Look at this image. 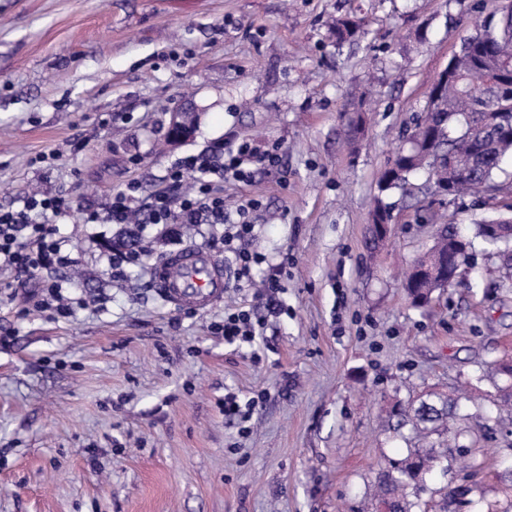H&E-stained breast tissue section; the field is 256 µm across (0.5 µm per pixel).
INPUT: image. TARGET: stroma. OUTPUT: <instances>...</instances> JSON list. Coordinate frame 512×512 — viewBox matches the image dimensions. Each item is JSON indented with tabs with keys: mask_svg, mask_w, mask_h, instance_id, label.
<instances>
[{
	"mask_svg": "<svg viewBox=\"0 0 512 512\" xmlns=\"http://www.w3.org/2000/svg\"><path fill=\"white\" fill-rule=\"evenodd\" d=\"M500 0H0V206L31 190L75 198L59 222L73 266L49 271L74 299L43 311L0 270V512H371L380 464L401 458L398 404L436 389L457 399L467 433L429 489L489 488L465 512H512V407L490 379L512 361V282L474 239L458 283L430 306L402 282L433 242L423 210L462 234L506 197L443 198L426 173L379 193L378 172L423 111L437 75ZM338 17L366 34L336 44ZM193 131L168 136L173 113ZM236 132L278 148L277 170L224 186L259 199L254 248L287 260V315L253 345L210 326L256 304L235 278L224 227L179 243L151 226L144 263L114 276L105 257L127 227L87 211L164 185L178 158ZM393 220L371 249L376 204ZM224 268L222 302L172 310L153 269L186 247ZM256 399L225 418L226 393Z\"/></svg>",
	"mask_w": 512,
	"mask_h": 512,
	"instance_id": "1",
	"label": "stroma"
}]
</instances>
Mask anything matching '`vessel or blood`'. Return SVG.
Instances as JSON below:
<instances>
[{
	"mask_svg": "<svg viewBox=\"0 0 512 512\" xmlns=\"http://www.w3.org/2000/svg\"><path fill=\"white\" fill-rule=\"evenodd\" d=\"M153 279L160 298L176 309L202 310L220 301L224 269L202 249L188 247L160 262Z\"/></svg>",
	"mask_w": 512,
	"mask_h": 512,
	"instance_id": "1",
	"label": "vessel or blood"
}]
</instances>
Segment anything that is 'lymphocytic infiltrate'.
<instances>
[{"instance_id":"1","label":"lymphocytic infiltrate","mask_w":512,"mask_h":512,"mask_svg":"<svg viewBox=\"0 0 512 512\" xmlns=\"http://www.w3.org/2000/svg\"><path fill=\"white\" fill-rule=\"evenodd\" d=\"M280 159L277 151H258L249 139L231 131L208 151L177 159L167 172L165 189L148 203H140V185L131 181L100 208L87 212L85 221L127 224L134 220L143 227L150 224L223 225L224 248L234 257L236 277L248 280L254 268L264 262L260 253L248 247L255 236L250 214L259 202L244 198L235 209H226L222 188L228 182L250 181L256 170L277 167ZM72 207L66 197L33 192L25 197L22 209L0 208V269L14 272L19 282L36 281L37 307H52L62 317L71 313L69 304L61 300L62 285L42 279L41 273L49 268L68 266L72 259L63 250L56 226L36 223L33 217L48 213L61 216ZM284 270V264H277L261 280L258 291L261 309L228 311L223 321L215 324V331L223 335L225 343H254L270 319L287 313L288 308L280 297Z\"/></svg>"}]
</instances>
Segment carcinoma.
<instances>
[{
    "label": "carcinoma",
    "instance_id": "1",
    "mask_svg": "<svg viewBox=\"0 0 512 512\" xmlns=\"http://www.w3.org/2000/svg\"><path fill=\"white\" fill-rule=\"evenodd\" d=\"M361 23L352 18H338L331 28L336 43L352 42L361 37ZM454 75L441 87V101L436 107L424 108L413 128L406 132L407 142L400 144L393 158L380 172L377 180L379 191L401 188L408 183V175L425 169L433 184L448 182V164H437L432 152L448 153L456 165L463 169L453 185V194L467 192L486 193L500 185L499 174L504 159L512 155V133L487 135L481 142L480 157H475L473 136L485 111L482 100L483 86L494 71L503 66L512 69V9L500 7L476 24L475 34L451 58ZM391 221L390 212L379 205L373 211L369 233L380 241L376 225ZM502 224L512 229V214H500L475 225V237L490 246L503 262L506 270L512 269V236L496 239L487 235L485 224ZM457 235L441 225L435 240L414 265H428L432 271L448 254ZM414 273L408 272L405 281L407 294L413 305L429 304V297L441 292L439 278L429 277L419 283L413 281ZM399 426L410 427L418 445L408 449L405 457L389 460L380 465L373 483L372 496L384 512H416L421 508L417 489L425 476L440 460L448 456V433L465 416L458 413L448 394L429 390L397 408ZM474 487L456 485L440 492L438 512H448V506L460 498L469 497Z\"/></svg>",
    "mask_w": 512,
    "mask_h": 512
}]
</instances>
